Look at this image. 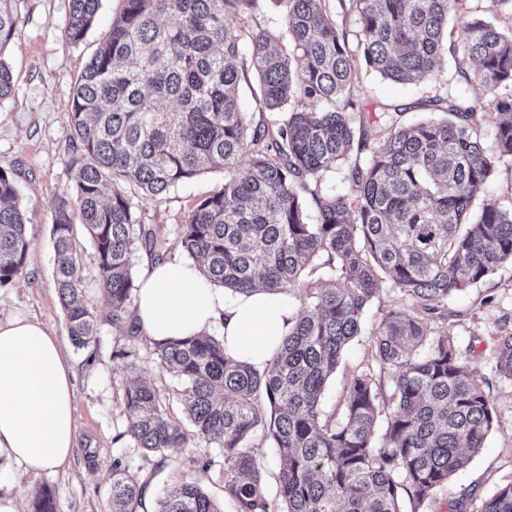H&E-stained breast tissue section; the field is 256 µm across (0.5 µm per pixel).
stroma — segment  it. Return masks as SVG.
I'll return each instance as SVG.
<instances>
[{"label":"stroma","mask_w":512,"mask_h":512,"mask_svg":"<svg viewBox=\"0 0 512 512\" xmlns=\"http://www.w3.org/2000/svg\"><path fill=\"white\" fill-rule=\"evenodd\" d=\"M70 0H15L18 25L0 58L8 65L15 92L0 102V168L13 178L26 211L28 249L21 273L0 288V321L26 316L42 322L60 340L73 366L77 445L63 468L34 477L0 457V500L14 512H32L35 493L44 487L55 493L58 512H111L112 466L122 459L128 473L144 488L147 512H154L162 489L183 477H198L221 512H237L224 490L223 455L217 448H174L166 461L144 456L126 435L124 395L135 379L154 380L165 396L175 385L158 365L152 344L129 337L126 323L109 318L110 305L98 287L95 250L82 225H75L81 244L76 276L99 331L88 347H75L66 314L54 283L52 224L62 192L72 184L69 160L74 145L68 136L72 92L100 35L108 30L121 0H101L94 26L74 45L65 28ZM481 102L486 91L480 81H459L451 61L433 77L398 83L373 72H361L353 94L368 112L371 124L381 126L389 108H403V120L425 116L427 100L446 94ZM223 171L216 170L179 185L164 196L139 202L144 223L158 225L165 257L182 255L180 226L197 202L221 188ZM408 298L391 284H382L364 314V327L344 350L329 379L323 409L341 407L349 375L370 360L373 330L384 313L404 309ZM435 332L451 335L461 361L475 378L484 380L497 421L484 448L470 463L438 488L422 512H448L463 501L465 512H478L496 487L512 483V381L498 375L496 343L502 329L512 330V262L502 263L483 282L449 298L446 318L434 321ZM211 458L208 472L196 473L189 461Z\"/></svg>","instance_id":"1"}]
</instances>
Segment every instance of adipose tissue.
Returning <instances> with one entry per match:
<instances>
[{
  "instance_id": "ef3b65f1",
  "label": "adipose tissue",
  "mask_w": 512,
  "mask_h": 512,
  "mask_svg": "<svg viewBox=\"0 0 512 512\" xmlns=\"http://www.w3.org/2000/svg\"><path fill=\"white\" fill-rule=\"evenodd\" d=\"M297 307L285 294H232L212 287L198 269L173 257L149 264L136 317L155 343L218 325L234 359L263 369L287 335ZM73 371L41 323L0 322V455L39 473L63 465L76 445Z\"/></svg>"
}]
</instances>
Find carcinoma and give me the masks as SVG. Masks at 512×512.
I'll use <instances>...</instances> for the list:
<instances>
[{
  "instance_id": "obj_1",
  "label": "carcinoma",
  "mask_w": 512,
  "mask_h": 512,
  "mask_svg": "<svg viewBox=\"0 0 512 512\" xmlns=\"http://www.w3.org/2000/svg\"><path fill=\"white\" fill-rule=\"evenodd\" d=\"M13 0H0V52L17 26ZM69 43L82 42L100 0H70ZM112 26L73 90L69 136L73 184L53 219L56 288L78 347L97 336V317L75 277L79 221L95 249L98 286L112 321L130 322L138 292L134 252L158 257L159 228L145 224L136 200L158 198L214 169L224 185L200 200L181 228V246L205 280L234 293L263 289L299 300L294 323L263 370L238 362L209 333L153 345L177 381L192 429L170 413L151 381L125 392L126 435L167 460L171 448H219L224 488L238 512H270L250 448H276L282 512H412L484 447L497 419L481 381L467 372L447 334L429 315L454 294L512 260V209L495 200L470 211L476 194L512 157V29L483 21L469 0H340L355 18L357 44L327 11V0H273L277 32L227 25L247 20L257 0H121ZM467 16L466 42L445 39L448 20ZM465 82L481 81L478 104L448 94L430 100L442 118L400 123L402 110L373 136L354 138L350 116L359 67L396 81L431 76L444 56ZM248 87L255 112L239 108ZM14 93L0 60V102ZM278 112L272 123L263 114ZM495 119L496 153L482 143ZM370 150L367 159L353 152ZM343 165L348 191L326 175ZM316 210L310 221V210ZM27 218L12 177L0 169V286L22 270ZM325 269L318 283L301 279ZM387 280L412 300L375 328L372 363L351 373L341 417L325 414L326 384L364 312ZM496 371L512 380V331L498 339ZM389 375L392 392L382 396ZM143 489L116 461L112 512H141ZM34 512H57L42 489ZM154 512H221L199 482L181 478ZM480 512H512V484Z\"/></svg>"
}]
</instances>
